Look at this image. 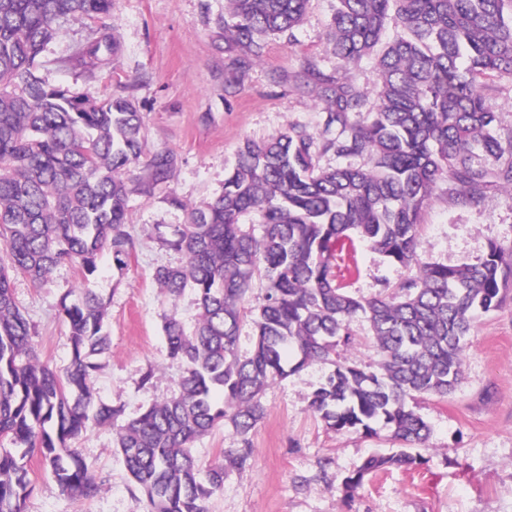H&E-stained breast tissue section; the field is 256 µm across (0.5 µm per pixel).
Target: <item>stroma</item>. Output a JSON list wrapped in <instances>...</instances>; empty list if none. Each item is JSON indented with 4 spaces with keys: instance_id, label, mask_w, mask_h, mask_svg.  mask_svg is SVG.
<instances>
[{
    "instance_id": "1",
    "label": "stroma",
    "mask_w": 512,
    "mask_h": 512,
    "mask_svg": "<svg viewBox=\"0 0 512 512\" xmlns=\"http://www.w3.org/2000/svg\"><path fill=\"white\" fill-rule=\"evenodd\" d=\"M334 4L309 0L294 37L268 38L261 57L242 70L224 41L227 0H111L104 22L68 23L41 53L40 75L47 84L97 101L132 99L144 136L135 175H145L156 150L167 149L176 159L169 181L130 197L126 229L134 248L127 269L116 271L103 260L94 277V288L106 300L111 336L94 399L121 407L123 419L176 389L182 367L166 355L165 314L177 312L189 325L197 317L192 291L173 304L153 280L157 267L185 262L164 246L160 227L183 223V206L202 207L223 193L225 175L245 141H265L295 125L320 133L326 104L303 73L306 61L346 78L366 92V108L376 107L374 58L347 70L330 52ZM106 30L119 44L111 68L78 62L81 48ZM482 84L498 130L512 132V76H489ZM173 195L182 207L170 204ZM419 242L423 261L449 266L475 262L492 243L512 251V190L487 188L471 205L457 184L440 181L421 215ZM417 273V267L392 264L362 245L346 282L351 292L370 298L395 292ZM82 279L67 263L41 286L23 275L14 279L39 357L59 367L69 361V324L59 301L77 296ZM149 371L155 377L147 384L143 377ZM324 371L314 364L265 389L264 416L250 433L254 457L245 469H226L224 490L211 500L210 512H512V289L499 308L476 320L454 393L413 400L431 428L416 449L423 465L367 476L350 497L339 490L340 479L393 443L384 434L335 432L309 411L308 398ZM114 439L113 428L103 426L76 440L102 482L100 494L81 502L59 491L40 455L30 457L33 492L25 512H146V499L130 483Z\"/></svg>"
}]
</instances>
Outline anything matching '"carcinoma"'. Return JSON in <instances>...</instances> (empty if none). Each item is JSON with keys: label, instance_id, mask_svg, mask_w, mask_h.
I'll return each mask as SVG.
<instances>
[{"label": "carcinoma", "instance_id": "obj_1", "mask_svg": "<svg viewBox=\"0 0 512 512\" xmlns=\"http://www.w3.org/2000/svg\"><path fill=\"white\" fill-rule=\"evenodd\" d=\"M309 0H228V49L260 57L269 35H293ZM111 0H0V512H25L33 491L28 459L40 454L61 493L81 501L102 483L71 442L93 426L114 423L122 408L95 403L93 383L110 336L106 302L90 284L97 259L123 272L133 247L125 231L130 194L169 181L175 159L154 152L143 180L130 177L143 152L142 120L126 97L94 101L50 86L38 58L57 30L97 22ZM396 34L375 68L378 100L365 114L354 85L307 63L327 101L321 137L292 126L263 142L247 140L224 179V193L204 208L177 197L186 222L164 238L186 256L160 266L154 279L169 301L186 287L199 310L190 330L172 313L162 330L167 357L184 365L177 391L119 426L115 445L148 512H209L224 489V464L253 456L249 432L263 417L261 394L273 381L309 365L331 370L308 408L337 432L400 444L368 456L341 490L353 494L373 473L421 464L413 449L430 435L409 407L418 395L445 398L463 375L464 354L479 314L499 307L512 281V253L491 245L472 264L426 263L417 226L436 184L449 178L476 204L490 183L512 188V133L503 137L480 80L512 75V0H336L328 27L331 52L345 69L360 65L388 22ZM104 34L83 49L92 66L112 61ZM365 156L368 166L323 168L319 152ZM263 217L262 233L240 219ZM364 243L419 274L397 293L360 298L335 278L355 265ZM62 263L82 270L75 302L60 299L69 324L70 363L40 360L31 324L15 301L13 279L46 282ZM265 288L252 319L253 348L238 354L244 302L254 281ZM370 324L378 368L336 360L353 345L351 323ZM293 347L290 365L284 350ZM229 423L241 446L202 469L193 443Z\"/></svg>", "mask_w": 512, "mask_h": 512}]
</instances>
